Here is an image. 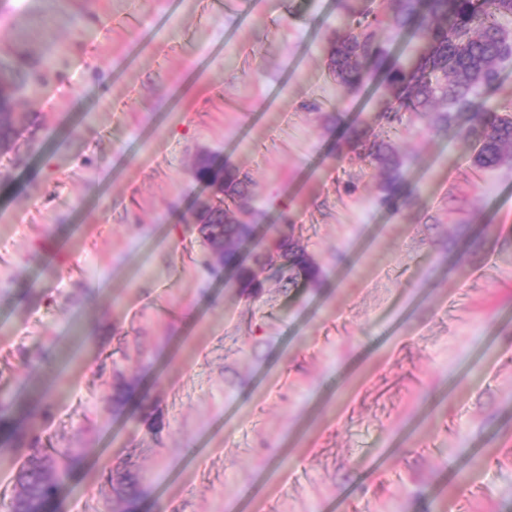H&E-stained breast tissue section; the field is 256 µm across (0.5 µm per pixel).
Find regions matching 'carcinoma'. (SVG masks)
<instances>
[{
	"label": "carcinoma",
	"instance_id": "carcinoma-1",
	"mask_svg": "<svg viewBox=\"0 0 512 512\" xmlns=\"http://www.w3.org/2000/svg\"><path fill=\"white\" fill-rule=\"evenodd\" d=\"M346 17L329 41L328 70L348 91L371 88L381 81L382 112L390 132H396L403 116L410 113L427 118L438 130L466 139L471 129L461 125L460 118L469 114L479 125L474 166L490 170L512 161V115L501 114L489 104L490 94L502 86L503 69L512 63V43L504 37L512 22V0H371L364 9L347 7ZM382 29L415 40V52L403 59L393 58L388 45L379 40ZM4 73L0 151L9 148L23 122L17 89L28 81L15 67ZM347 147L378 169L380 200L399 208L410 189L405 161L394 145L356 131ZM190 175L206 194L196 209L207 207V197L212 194L224 206V218L198 225L211 271L229 269L245 293H259L263 284L256 268L265 265V246L273 239L282 259L279 272L284 285L297 288L319 280L320 269L305 247L286 235L277 236L275 229L258 243L252 263L239 260L240 251L255 237L258 220L248 173L203 154L193 163ZM69 456L70 452L56 448L30 454L17 474L20 490L10 509H44L71 476Z\"/></svg>",
	"mask_w": 512,
	"mask_h": 512
}]
</instances>
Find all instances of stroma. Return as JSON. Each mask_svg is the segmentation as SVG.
<instances>
[{
  "mask_svg": "<svg viewBox=\"0 0 512 512\" xmlns=\"http://www.w3.org/2000/svg\"><path fill=\"white\" fill-rule=\"evenodd\" d=\"M340 0H0L38 82L0 156V392L19 450L79 462L46 512H512V163L410 116L415 199L325 47ZM248 172L258 236L323 277L257 297L207 269L199 154ZM355 180L347 193L343 182ZM349 150L368 159L379 171L380 200L398 209L402 200L410 193L404 171L405 161L384 139L367 138L362 131H355L346 142Z\"/></svg>",
  "mask_w": 512,
  "mask_h": 512,
  "instance_id": "obj_1",
  "label": "stroma"
}]
</instances>
